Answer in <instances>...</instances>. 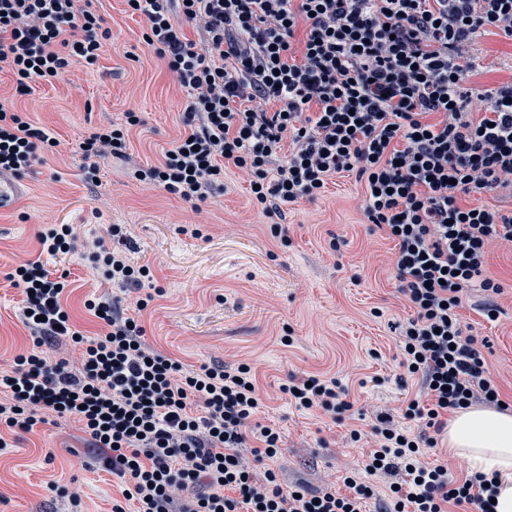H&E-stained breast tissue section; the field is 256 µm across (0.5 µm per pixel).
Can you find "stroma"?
<instances>
[{"label":"stroma","instance_id":"stroma-1","mask_svg":"<svg viewBox=\"0 0 512 512\" xmlns=\"http://www.w3.org/2000/svg\"><path fill=\"white\" fill-rule=\"evenodd\" d=\"M111 38L94 67L76 64L72 83L36 84L17 105L31 123L57 140L40 152L22 177L21 202L0 215V354L26 341L17 318L22 291L8 276L22 260L40 253L37 234L46 224H72L79 234L97 230L108 248L149 265L161 296L141 314L146 334L160 351L189 365L246 362L257 370L266 395L264 415L281 429L272 466L289 483L321 486L358 465L351 430L369 433L376 416L394 414L409 400L423 399L420 379H400L399 326L412 310L396 296L397 282L380 256L394 244L369 235L358 208L362 186L354 174L336 176L316 202L285 206L291 246L271 237L265 217L249 201V184L235 169L199 209L158 187L136 181L117 161L102 163L97 181L85 173L82 139L128 111L142 125L127 140L139 164H156L182 130L184 96L171 73L144 44V23L125 0H93ZM476 85L512 80L505 61L512 42L483 37L478 45ZM123 232L112 235V225ZM65 275V308L86 335L100 326L84 307L95 274L74 253L51 259ZM491 270L503 285L500 314L481 312L486 292L473 288L460 312L483 341L487 367L504 399H512V252L491 247ZM292 344H283L285 329ZM324 372L347 386L355 406L344 420L300 411L279 391L289 373ZM83 434L65 421L38 425L0 455V512H77L59 492L79 490L91 512H112V475L85 465Z\"/></svg>","mask_w":512,"mask_h":512}]
</instances>
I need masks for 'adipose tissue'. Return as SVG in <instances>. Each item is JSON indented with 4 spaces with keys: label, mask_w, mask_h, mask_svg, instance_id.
Wrapping results in <instances>:
<instances>
[{
    "label": "adipose tissue",
    "mask_w": 512,
    "mask_h": 512,
    "mask_svg": "<svg viewBox=\"0 0 512 512\" xmlns=\"http://www.w3.org/2000/svg\"><path fill=\"white\" fill-rule=\"evenodd\" d=\"M450 453L465 457L472 470L500 475L496 512H512V413L466 409L448 425Z\"/></svg>",
    "instance_id": "adipose-tissue-1"
}]
</instances>
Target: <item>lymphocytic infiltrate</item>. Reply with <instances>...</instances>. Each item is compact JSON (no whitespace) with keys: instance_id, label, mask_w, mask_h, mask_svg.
<instances>
[{"instance_id":"1","label":"lymphocytic infiltrate","mask_w":512,"mask_h":512,"mask_svg":"<svg viewBox=\"0 0 512 512\" xmlns=\"http://www.w3.org/2000/svg\"><path fill=\"white\" fill-rule=\"evenodd\" d=\"M145 23L143 40L185 92L183 136L151 166L126 151L135 113L79 144L96 177L115 159L139 182L198 205L224 186L227 167L246 175L271 236L291 243L284 207L318 199L329 181L355 173L373 231L394 241L397 291L414 310L400 329L399 363L422 379L425 400L408 401L395 425L377 416L349 492L285 488L254 465L276 457L279 431L246 429L263 400L245 363L191 368L155 349L123 298L152 283L149 265L108 251L102 238L77 239L72 225L38 233L48 257L82 252L104 289L87 302L104 330L84 335L61 303L65 284L46 261L15 270L23 287L18 319L30 350L0 361V424L16 433L63 419L117 480L112 512H364L370 477L402 470L385 512H495L497 480L454 479L436 433L450 414L498 406L493 380L462 294L479 284L497 320L503 291L487 273L488 247L512 249V210L483 203L512 192V82H471L472 47L489 34L512 41V0H126ZM192 27L197 40L186 37ZM110 31L89 0H0V71L18 94L36 83L70 81L74 63L96 65ZM56 142L0 101V169L23 175ZM281 392L297 409L339 418L352 407L334 378H288Z\"/></svg>"}]
</instances>
